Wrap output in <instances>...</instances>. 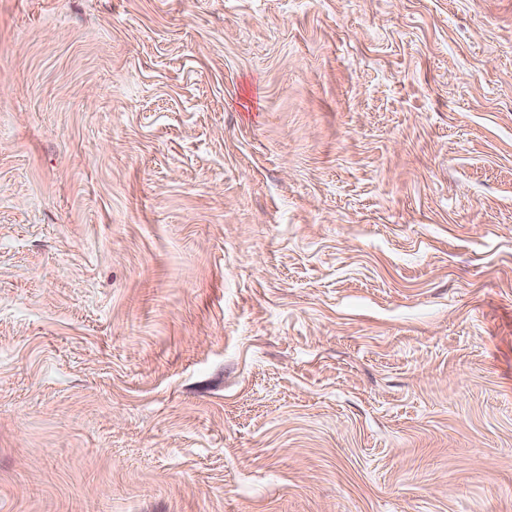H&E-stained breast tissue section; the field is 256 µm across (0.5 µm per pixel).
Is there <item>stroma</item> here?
I'll list each match as a JSON object with an SVG mask.
<instances>
[{
    "instance_id": "obj_1",
    "label": "stroma",
    "mask_w": 512,
    "mask_h": 512,
    "mask_svg": "<svg viewBox=\"0 0 512 512\" xmlns=\"http://www.w3.org/2000/svg\"><path fill=\"white\" fill-rule=\"evenodd\" d=\"M0 512H512V0H0Z\"/></svg>"
}]
</instances>
